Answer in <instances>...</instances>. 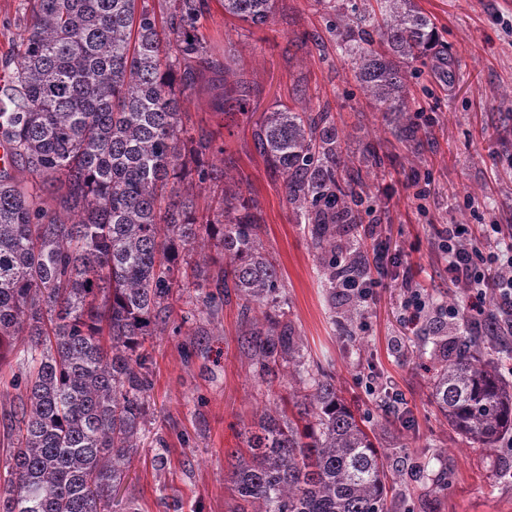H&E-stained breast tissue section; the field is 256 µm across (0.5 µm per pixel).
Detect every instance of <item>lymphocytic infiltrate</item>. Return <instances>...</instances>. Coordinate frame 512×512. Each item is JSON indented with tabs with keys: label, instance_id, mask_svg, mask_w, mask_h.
Returning <instances> with one entry per match:
<instances>
[{
	"label": "lymphocytic infiltrate",
	"instance_id": "obj_1",
	"mask_svg": "<svg viewBox=\"0 0 512 512\" xmlns=\"http://www.w3.org/2000/svg\"><path fill=\"white\" fill-rule=\"evenodd\" d=\"M375 255V273L348 275L339 283L344 293L371 299L378 274L384 273L396 255L377 234L373 224L365 225ZM441 249L448 256V277L463 284L470 296L464 307L445 308L450 321H460L476 333L491 329L512 335V228L499 224H451L440 232Z\"/></svg>",
	"mask_w": 512,
	"mask_h": 512
}]
</instances>
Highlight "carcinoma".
Instances as JSON below:
<instances>
[{
  "label": "carcinoma",
  "instance_id": "carcinoma-1",
  "mask_svg": "<svg viewBox=\"0 0 512 512\" xmlns=\"http://www.w3.org/2000/svg\"><path fill=\"white\" fill-rule=\"evenodd\" d=\"M277 0H222L224 14L261 27ZM343 15L337 48L373 107L417 151L406 118V68L436 51L438 30L416 0H360ZM208 0H29L14 67L0 77V383L4 351L19 374L6 440L9 478L0 512H111L112 493L141 447L149 408L145 343L167 323L173 290L204 292L212 311L235 294L243 347L268 386L288 371V401L264 409L231 454V512H398L401 476L374 430L346 403L336 376L305 359L286 319L283 283L261 241L257 206L210 156L223 152L183 121L182 103L206 71L200 20ZM254 137L283 178L288 203L311 226L331 298L364 256L339 225L353 224L356 187L326 112L289 107L264 115ZM377 150L362 152L369 175ZM224 184L218 207L191 189ZM55 187L57 207L42 193ZM215 250L217 270L179 273ZM349 296L337 318L355 322ZM430 377L439 414L488 450L512 433V383L472 340L448 345Z\"/></svg>",
  "mask_w": 512,
  "mask_h": 512
}]
</instances>
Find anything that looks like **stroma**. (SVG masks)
<instances>
[{
	"label": "stroma",
	"instance_id": "obj_1",
	"mask_svg": "<svg viewBox=\"0 0 512 512\" xmlns=\"http://www.w3.org/2000/svg\"><path fill=\"white\" fill-rule=\"evenodd\" d=\"M434 20L445 53L459 63L453 83L430 65L408 76L412 119L425 145L410 155L352 78L336 49L340 13L313 0H278L269 23L256 29L225 16L209 0L201 32L214 61L228 69L227 86L244 112L214 111L208 85L183 105L195 127L226 148L224 164L245 198L259 208L261 238L284 285L285 310L308 357L336 376L357 414L379 421V391L370 377L400 391L412 420L391 449V469L406 473L405 512H512V450L466 442L430 403V354L435 337L459 331L438 312L409 324L402 307L404 271L433 302L464 306L466 293L448 279L437 249L448 224L512 225V0H417ZM285 106L329 110L342 146L358 159L367 146L385 153L362 194L360 221L377 224L405 267L389 268L365 307L358 339L334 323L328 291L305 225L297 223L282 177L261 158L254 140L264 113ZM192 288L175 289L169 326L146 347L152 355L149 412L140 448L113 495L120 512H229L230 454L242 444L256 412L287 396L284 382H257L241 348L235 301L207 317Z\"/></svg>",
	"mask_w": 512,
	"mask_h": 512
}]
</instances>
